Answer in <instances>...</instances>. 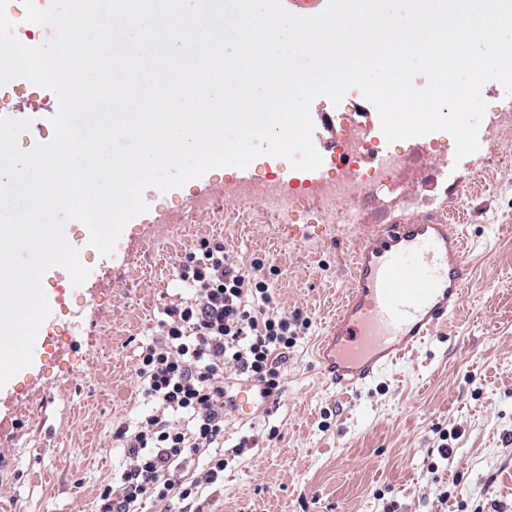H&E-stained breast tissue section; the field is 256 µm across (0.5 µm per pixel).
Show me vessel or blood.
Listing matches in <instances>:
<instances>
[{
	"instance_id": "b4317fda",
	"label": "vessel or blood",
	"mask_w": 512,
	"mask_h": 512,
	"mask_svg": "<svg viewBox=\"0 0 512 512\" xmlns=\"http://www.w3.org/2000/svg\"><path fill=\"white\" fill-rule=\"evenodd\" d=\"M467 251L459 224L412 219L362 231L349 287L315 350L337 393L378 381L448 328L471 277Z\"/></svg>"
}]
</instances>
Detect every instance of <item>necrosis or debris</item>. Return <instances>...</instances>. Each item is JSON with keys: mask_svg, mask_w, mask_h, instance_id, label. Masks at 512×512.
<instances>
[{"mask_svg": "<svg viewBox=\"0 0 512 512\" xmlns=\"http://www.w3.org/2000/svg\"><path fill=\"white\" fill-rule=\"evenodd\" d=\"M364 109L357 96L337 111L332 123L336 149L331 155L336 173L320 191L275 179L260 190L235 186L233 193L241 203L238 222H265L304 207L313 209L323 224H389L409 219L427 204L447 179L430 164L437 143L417 142L399 154L383 152L367 129Z\"/></svg>", "mask_w": 512, "mask_h": 512, "instance_id": "4bbe7bcc", "label": "necrosis or debris"}]
</instances>
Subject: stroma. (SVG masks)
Listing matches in <instances>:
<instances>
[{
  "mask_svg": "<svg viewBox=\"0 0 512 512\" xmlns=\"http://www.w3.org/2000/svg\"><path fill=\"white\" fill-rule=\"evenodd\" d=\"M52 102L45 88L0 89V114L32 121L27 148L51 140ZM484 157L477 151L448 171L449 187L463 192L451 205L471 241L460 314L386 379L342 396L325 384L313 349L348 283L351 228L317 223L302 207L268 222L225 223L238 170L216 168L156 193L125 225L118 242L130 261L115 288L105 274L111 257L86 242L85 225L66 224L89 276L61 290L67 271L46 272L52 313L41 345L0 388V496L11 512H96L100 484L124 462L113 432L142 407L135 356L176 289L154 267L174 265L202 237L223 240L242 267L262 259L284 309L312 325L289 355L279 403L265 414L236 410L225 424L224 483L199 497L200 512H512V229L494 220L512 212V187L489 165L475 177ZM197 197L209 200L207 217L193 208ZM177 213L186 224L179 237L169 228ZM272 429L276 438L262 444ZM248 435L259 447L232 455Z\"/></svg>",
  "mask_w": 512,
  "mask_h": 512,
  "instance_id": "1",
  "label": "stroma"
}]
</instances>
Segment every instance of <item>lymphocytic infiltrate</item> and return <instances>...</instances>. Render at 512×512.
Wrapping results in <instances>:
<instances>
[{"label": "lymphocytic infiltrate", "instance_id": "obj_1", "mask_svg": "<svg viewBox=\"0 0 512 512\" xmlns=\"http://www.w3.org/2000/svg\"><path fill=\"white\" fill-rule=\"evenodd\" d=\"M264 269L256 258L242 270L223 241L208 237L179 257L182 290L140 347L133 373L142 409L113 433L125 463L101 487L97 512H141L149 501L186 507L223 483L234 387L281 395L288 351L311 325L281 306ZM205 451L207 468L185 473V462Z\"/></svg>", "mask_w": 512, "mask_h": 512}]
</instances>
